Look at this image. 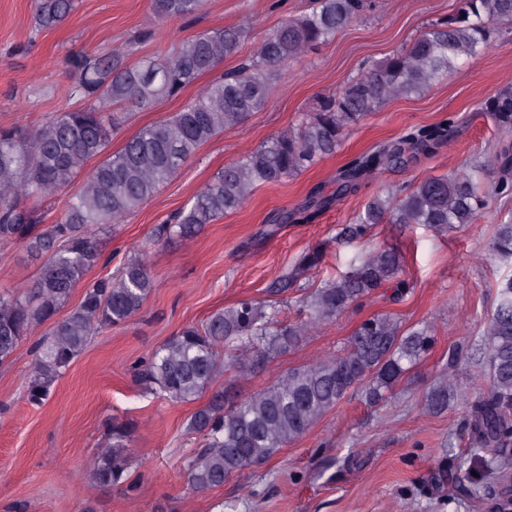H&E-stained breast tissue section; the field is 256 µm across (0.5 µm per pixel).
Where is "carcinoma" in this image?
Returning a JSON list of instances; mask_svg holds the SVG:
<instances>
[{
    "instance_id": "cac0c4a2",
    "label": "carcinoma",
    "mask_w": 512,
    "mask_h": 512,
    "mask_svg": "<svg viewBox=\"0 0 512 512\" xmlns=\"http://www.w3.org/2000/svg\"><path fill=\"white\" fill-rule=\"evenodd\" d=\"M206 0H153L162 18L199 13ZM369 6V0H310L308 12L286 19L249 58L208 85L181 111L142 128L116 153L93 167L87 163L104 153L130 109H148L180 96L196 79L218 68L234 54L244 37L237 27L211 31L184 41L161 61L129 66L119 52L79 58L73 70L74 91L82 105L48 117L32 128L0 127V244H19L43 259L25 291L0 294V363L13 356L37 326L50 324L35 345V361L27 383V399L41 403L100 330L138 314L153 282L139 259L115 277L86 287L81 301L58 317L73 288L101 260L102 241L123 217L149 200L179 166L226 128L241 124L267 103L272 81L306 50L329 41ZM74 0H35L34 18L41 29L64 22ZM512 23V0H464L456 16L419 35L411 46L351 78L327 96L319 110L297 130H285L224 167L175 220L158 229L157 239H189L224 215L242 208L255 189L295 177L336 152L349 129L386 101L418 94L448 75L456 65L479 56L495 41L498 24ZM488 110L503 127L512 126V93L491 99ZM448 123L413 126L395 141L361 155L336 174L329 193H311L296 210H283L272 220L271 234L281 224L303 223L347 196L369 179L406 166L419 155H431L446 141ZM468 174L430 176L399 190L402 197L378 194L340 235H365L375 224H422L444 236L471 224L485 209L487 197ZM83 177L79 191L68 189ZM63 198L61 215L45 223L39 202ZM490 250L512 262V219L497 226ZM324 249L305 252L278 281L271 295L280 296L311 277L323 263ZM352 269L327 280L299 299L305 316L284 324L276 300L243 299L213 313L202 327L188 326L148 354L134 368L136 381L176 402L208 396L191 414L189 428L203 445L186 459L191 488L207 491L230 477L265 465L281 448L303 436L343 400L358 395L378 404L426 356L433 344L429 326L407 327L391 314H377L353 331L347 350L314 366L289 370L245 401L226 405L224 389H212L223 360L246 376L257 366L281 356L352 304L383 284L400 279L402 256L394 247L374 250L351 263ZM487 388L469 397L465 431L476 450L460 465L492 475L487 489L512 478V277L498 284L495 306L483 330ZM457 391L453 379L433 390L425 411L448 408ZM127 423H114L112 443L97 456L91 478L100 487L126 485L129 464L123 442Z\"/></svg>"
}]
</instances>
